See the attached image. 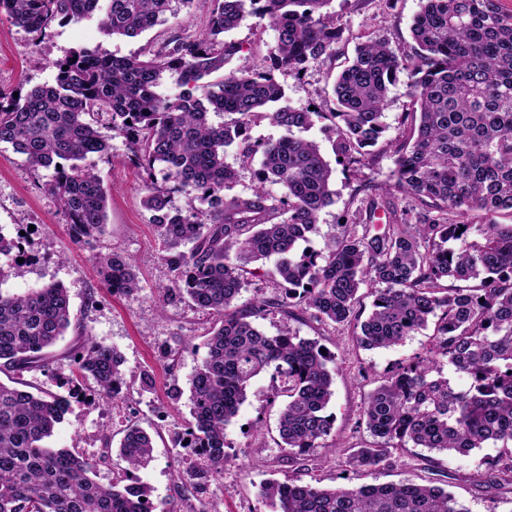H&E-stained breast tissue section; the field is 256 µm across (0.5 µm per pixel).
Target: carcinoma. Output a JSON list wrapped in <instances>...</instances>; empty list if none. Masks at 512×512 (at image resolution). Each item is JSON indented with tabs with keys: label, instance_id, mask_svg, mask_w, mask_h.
Here are the masks:
<instances>
[{
	"label": "carcinoma",
	"instance_id": "obj_1",
	"mask_svg": "<svg viewBox=\"0 0 512 512\" xmlns=\"http://www.w3.org/2000/svg\"><path fill=\"white\" fill-rule=\"evenodd\" d=\"M173 0H107L101 17L109 35L135 37L167 22ZM204 29L174 28L163 45L148 43L134 57L72 51L54 64L55 84L0 90V144L26 156L34 169H53L47 190L63 207L81 243L105 233L107 192L81 162L107 152L102 128L126 140L147 176L145 207L153 213L172 274L158 299L185 297L214 325L206 355L189 378L191 417L174 446L199 448L210 468L224 470L225 430L247 400L252 381L270 373L269 398H285L276 445L297 459L328 448L335 416L336 359L303 338L294 323L347 326L365 350L401 345L432 328V346L400 366L365 398L372 445L348 456L366 471L408 446L465 456L494 447L474 475L478 485L512 486V12L500 0H420L411 23V54L369 39L332 85L335 108L311 112L281 106L285 89L275 70L299 72L336 54L339 30L331 0H209ZM100 10V0H0V17L37 36L55 24ZM277 31L266 69L224 71L239 46L224 39L246 18ZM177 75L179 91H159ZM410 82L409 140L395 146L391 182L412 206L399 209L374 196L362 201L339 236L319 252L299 250L332 203L334 170L319 143L301 136L315 120L330 122L339 163L360 166L388 126L384 110L400 74ZM214 115L231 120L216 123ZM268 121L283 134L252 138ZM235 149L239 168L258 163L257 184L226 195L238 168L224 163ZM164 173L169 186L157 188ZM278 184L277 199L267 184ZM194 205L169 208L172 193ZM508 222L503 223L501 219ZM190 249L183 250L184 246ZM276 258L279 292L237 304L252 274L249 264ZM112 291L140 288L134 265L98 258ZM374 299L365 311L360 287ZM278 314L269 335L257 324ZM71 325L67 289L58 283L23 295L0 290V512H149L151 491L135 481L150 461L153 441L135 424L124 430L119 456L128 466L123 487L103 486L96 462L46 444L63 418L58 396L19 388L24 373L48 366L51 349ZM73 354L71 391L85 378L107 397L122 382L121 353L95 342L87 326ZM468 385L460 388L454 376ZM269 512H467L439 486L415 483L324 488L288 474L257 492Z\"/></svg>",
	"mask_w": 512,
	"mask_h": 512
}]
</instances>
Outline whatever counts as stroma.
I'll list each match as a JSON object with an SVG mask.
<instances>
[{
    "label": "stroma",
    "mask_w": 512,
    "mask_h": 512,
    "mask_svg": "<svg viewBox=\"0 0 512 512\" xmlns=\"http://www.w3.org/2000/svg\"><path fill=\"white\" fill-rule=\"evenodd\" d=\"M419 8V0H395L390 7L385 0H332L329 9L340 31L336 55L319 59L301 73L276 72L286 91V104L331 111V85L345 57L353 55L359 42L370 38L387 42L398 55L409 54L413 45L409 26ZM155 36L152 29L135 37L105 34L94 15L54 26L47 37L38 40L2 20L0 87L27 89L53 82L55 62L79 48L132 57ZM225 38L241 47L231 68L255 69L268 66L277 33L250 17ZM409 92L407 76H400L385 110L388 130L358 170L337 169L332 138L321 125L307 131V138L319 142L336 172L333 202L322 210L318 230L310 234L306 249L321 250L338 234L340 224L351 218L364 199V186L389 181L395 160L392 145L404 133L398 118L410 109ZM109 144L107 155H92L86 160L109 192L107 231L90 248L73 241L60 201L46 190L51 171L32 170L23 155L10 145H0V233L22 236L30 257L28 263L13 267L0 290L23 294L49 283L63 284L69 291L73 322L87 325L97 342L117 348L125 359L124 385L114 398L98 393L89 379L84 383V397L72 399L66 379L74 368L71 350L77 333L73 330L57 342L56 357L49 367L24 373L26 383L69 401L64 419L50 440L52 447L99 458L96 481L121 485L126 464L114 451L101 457L103 437L108 434L113 441H120L125 427L137 424L154 440L153 458L137 475L150 487L154 506L169 503L177 512H209L215 505L222 512H268L256 496L260 484L289 471L322 487L409 479L448 489L468 512H512V493L475 487L468 480L487 457L484 448L465 456H447L410 447L395 451L389 461L360 474L347 465L352 451L373 442L362 416L365 397L395 365L430 348L431 332L427 329L401 345L368 351L356 345L350 328L324 327L312 321L300 325V336L318 340L336 356L338 372L329 406L336 417V451L319 448L305 459L289 463L287 452L276 445L282 403L267 401L270 378L263 374L253 380L247 401L226 428L228 459L223 472L208 471L198 485L177 481V470L206 466L192 449H174L172 441L175 432L183 430L190 419L188 380L205 355L203 342L211 319L176 294L158 302V288L169 284L170 273L162 259L163 244L152 214L143 205V173L131 161L123 138H111ZM112 253L133 260L140 280L137 292L115 294L101 282L96 258Z\"/></svg>",
    "instance_id": "obj_1"
}]
</instances>
